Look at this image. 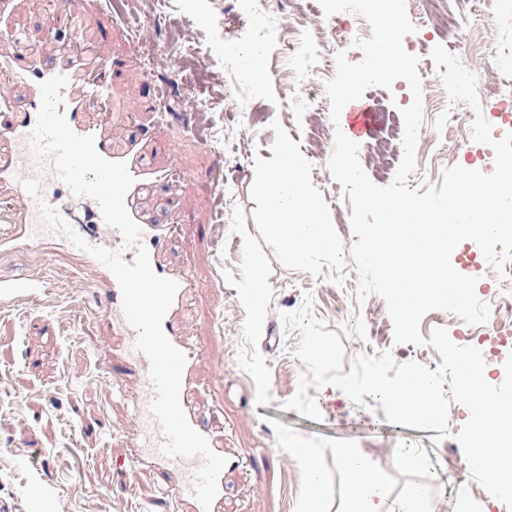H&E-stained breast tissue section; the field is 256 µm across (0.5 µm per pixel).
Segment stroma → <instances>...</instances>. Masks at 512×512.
I'll list each match as a JSON object with an SVG mask.
<instances>
[{"mask_svg": "<svg viewBox=\"0 0 512 512\" xmlns=\"http://www.w3.org/2000/svg\"><path fill=\"white\" fill-rule=\"evenodd\" d=\"M493 7L497 21L470 33L481 52L465 57L481 93L499 77L488 68L485 51L512 44V0H493ZM73 14L84 42L124 62L108 114L113 145L152 128L147 162L164 165L163 147L173 145L193 178L178 193L153 190L143 206L160 223L177 227L164 263L191 270L203 287V300L188 297L181 319L186 342L198 351L196 413L224 445L223 512H299L309 474L293 454L297 448L315 451L326 484L324 512H348V482L336 461L341 448L372 461L392 512H402L419 488L434 512H459L464 494L477 512H495L496 499L471 478L456 439L469 418L463 405L451 404L441 440L435 430L387 422L373 396L359 406L333 386L308 391L321 420L285 407L304 365L294 356L300 333L285 329L282 313L298 310L312 296L315 316L341 339L347 368L367 353L369 323L389 318L380 296L356 300L352 205L327 168L335 136L330 101L322 92L317 111L290 106L288 67L271 55L275 33L298 34L308 42L321 37L327 19L318 0H170L166 8L160 0H109L105 8L99 0H0V23L17 33L0 38V57L34 52L45 63H59L55 44L39 40L38 33L48 17ZM132 24L147 28L156 55L131 49ZM254 47L263 51L262 84L247 75ZM173 52L180 54V65L171 63ZM190 93L198 103L194 111L187 105ZM363 99L379 118L359 150L373 178V147L401 124L400 110L412 96L372 87ZM131 104L140 107L135 124L127 111ZM285 144L304 158L303 190L335 233L329 248L311 255L283 251L264 227L257 175L260 168L279 166ZM216 178L225 190L219 224L213 221ZM258 252L266 258L265 321L255 333L241 287L253 276L251 258ZM24 272L41 276L45 292L0 306V498L12 499L15 512H157L155 501L170 479L165 469L137 468L128 488L106 482L110 471L128 462L127 398L141 381L99 312L101 271L75 251L0 249V280ZM109 347L115 354L107 378L99 356ZM116 382L123 384L124 396L113 395ZM104 419L111 434L97 428ZM404 449L419 453L425 469L412 474L400 468L396 456Z\"/></svg>", "mask_w": 512, "mask_h": 512, "instance_id": "35a3bbf8", "label": "stroma"}]
</instances>
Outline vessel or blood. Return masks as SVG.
<instances>
[{
	"label": "vessel or blood",
	"mask_w": 512,
	"mask_h": 512,
	"mask_svg": "<svg viewBox=\"0 0 512 512\" xmlns=\"http://www.w3.org/2000/svg\"><path fill=\"white\" fill-rule=\"evenodd\" d=\"M42 38L56 43L62 59L60 65L48 68L34 56L15 57L0 61V77L10 82H21L31 87L52 76L62 74L69 82L62 94L65 102L63 112L71 128L78 134L95 138L97 152L110 161L126 162L134 179L126 197V206L131 217L142 229L141 241L146 247L153 271L162 277H173L178 284L174 302L163 320V330L170 342L186 356L180 391V402L184 404V413L190 425H197L198 417L189 408V392L193 387L188 374L192 372L196 361L193 347L184 344L178 332V311L192 292L194 283L187 273L170 274L162 261L163 251L174 232L173 225L155 223L152 216L142 207L144 195L156 185L167 188H183L191 184V177L180 171L175 148H168L170 160L161 168L145 167L141 154L145 148L139 141L128 142L123 149L112 147V139L104 132L103 122L91 121L86 112L87 103H95L97 112L106 113L112 101L108 88L112 78L121 68L119 59L102 56L96 47L82 42L78 37L75 22L64 21L56 17L49 18ZM39 98H32L26 108H18L12 98L0 92V185L10 188L8 195L0 196V248L11 249L20 246L41 247L43 242L51 240L66 244V237L57 230L49 228L42 220L36 204L24 189L28 179H39L41 199L53 202L58 191L64 187L51 168L40 167L32 150L30 132L35 124L39 109ZM377 125V114L364 103L355 100L348 106L345 131L354 140L363 141L370 137ZM75 208L63 212V219L88 244L110 250H122L125 262H133L134 250L124 248L121 234L107 225L98 204L91 198L78 197ZM43 286L41 277L25 274L11 282H0V304L6 305L19 293H38ZM103 315L119 332L126 355L141 371H148L147 358L134 347L135 329L127 322L122 311V296L115 278H108L107 292L104 297ZM154 396L151 383H144L142 396L134 399V425L128 437L133 446L141 450L144 458L154 464L169 468L173 480L167 490L163 508L165 512H180L184 501L192 499L194 475L202 460L192 458H169L160 451L164 440L161 428L151 414L149 405Z\"/></svg>",
	"instance_id": "1"
}]
</instances>
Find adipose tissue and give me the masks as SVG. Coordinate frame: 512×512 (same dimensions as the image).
<instances>
[{"mask_svg": "<svg viewBox=\"0 0 512 512\" xmlns=\"http://www.w3.org/2000/svg\"><path fill=\"white\" fill-rule=\"evenodd\" d=\"M299 166L290 149H283L279 167L261 171L256 189L266 203L265 227L272 241L284 249L294 246L312 253L331 245L333 233L303 195L294 176ZM337 458L348 480L351 512H389L373 463L350 448L339 449Z\"/></svg>", "mask_w": 512, "mask_h": 512, "instance_id": "obj_1", "label": "adipose tissue"}]
</instances>
